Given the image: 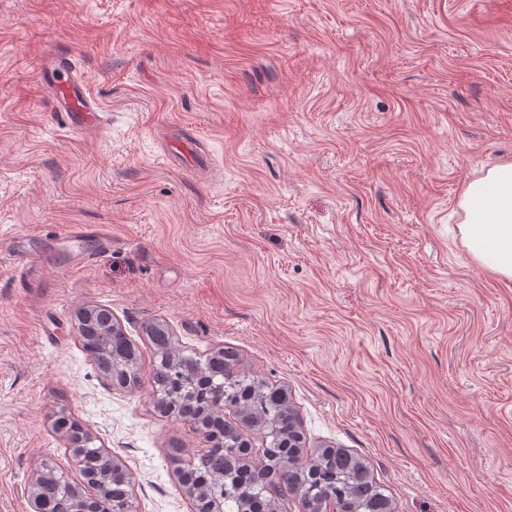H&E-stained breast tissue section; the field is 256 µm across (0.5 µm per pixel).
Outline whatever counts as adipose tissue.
<instances>
[{
    "label": "adipose tissue",
    "instance_id": "obj_1",
    "mask_svg": "<svg viewBox=\"0 0 512 512\" xmlns=\"http://www.w3.org/2000/svg\"><path fill=\"white\" fill-rule=\"evenodd\" d=\"M459 231L470 256L512 279V162L468 182L459 201Z\"/></svg>",
    "mask_w": 512,
    "mask_h": 512
}]
</instances>
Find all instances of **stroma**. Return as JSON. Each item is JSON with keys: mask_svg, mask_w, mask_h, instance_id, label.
Masks as SVG:
<instances>
[{"mask_svg": "<svg viewBox=\"0 0 512 512\" xmlns=\"http://www.w3.org/2000/svg\"><path fill=\"white\" fill-rule=\"evenodd\" d=\"M67 50L106 123L58 128L38 72ZM197 135L204 165L165 158ZM512 160V0H0V512L32 473L84 482L56 413L132 477L133 512H194L203 436L160 414L166 324L286 389L305 453L363 461L395 512H512V280L467 252L465 186ZM105 224L85 265L68 225ZM138 349L123 388L77 315Z\"/></svg>", "mask_w": 512, "mask_h": 512, "instance_id": "35a3bbf8", "label": "stroma"}]
</instances>
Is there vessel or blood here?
<instances>
[{"instance_id": "b4317fda", "label": "vessel or blood", "mask_w": 512, "mask_h": 512, "mask_svg": "<svg viewBox=\"0 0 512 512\" xmlns=\"http://www.w3.org/2000/svg\"><path fill=\"white\" fill-rule=\"evenodd\" d=\"M53 103V110L65 129L90 132L102 127L106 114L98 100L90 93L85 77L72 65L69 53L60 51L52 55L38 75ZM63 240L71 251L90 261L95 251L112 246V236L104 225H70Z\"/></svg>"}]
</instances>
